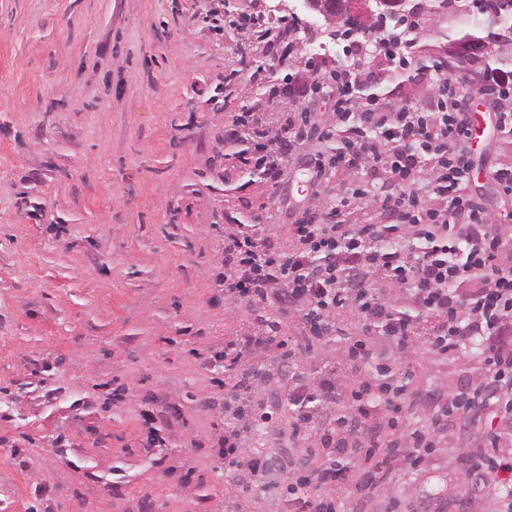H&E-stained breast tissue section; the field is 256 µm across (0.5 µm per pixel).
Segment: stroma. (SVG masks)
<instances>
[{"instance_id":"35a3bbf8","label":"stroma","mask_w":512,"mask_h":512,"mask_svg":"<svg viewBox=\"0 0 512 512\" xmlns=\"http://www.w3.org/2000/svg\"><path fill=\"white\" fill-rule=\"evenodd\" d=\"M282 35L270 53L257 27ZM335 38L299 0H0V512H293L289 484L308 443L270 431L265 457L288 452L278 489L235 495L218 457L224 436V365L215 356L261 320L276 324L290 360L259 358L296 378L331 381L334 401L315 420L333 425L350 392L396 348L348 360L362 322L336 315L334 341H308L296 314L225 299L224 230L288 227L350 179L288 164L279 185L245 174L226 135L239 115L282 131L289 108L273 80L298 88L308 66H348ZM384 104L427 102L424 71L382 81ZM486 125L472 146L470 190L512 212L496 169L512 163V136L480 95ZM410 388L425 419L431 396L459 391L481 362L458 354L412 357ZM164 439L146 445L144 415ZM481 438L459 418L432 449L420 480L405 465L370 473L353 461L324 486L341 512H413L426 488L458 476ZM497 484L470 479L465 500L441 495L429 512H496Z\"/></svg>"}]
</instances>
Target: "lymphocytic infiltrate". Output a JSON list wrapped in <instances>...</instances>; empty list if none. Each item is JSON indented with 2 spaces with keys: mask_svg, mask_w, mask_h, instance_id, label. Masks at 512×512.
Instances as JSON below:
<instances>
[{
  "mask_svg": "<svg viewBox=\"0 0 512 512\" xmlns=\"http://www.w3.org/2000/svg\"><path fill=\"white\" fill-rule=\"evenodd\" d=\"M368 54L377 67L330 72L338 96L329 116L302 108L289 113L284 133L261 131L260 161L270 182H277L313 136L328 139L344 130L343 146L327 163L347 168L353 179L346 194L379 203L389 223L345 224L335 207L325 206L294 225L286 248L255 231L228 233L224 296L252 305L276 302L313 331L335 327L337 310L352 308L367 330L351 341V357L370 359L374 336H382L399 349L392 367L401 378L411 374L408 356L415 347L445 358L472 337H483L482 378L452 395H438L429 419L412 427L404 461L413 468L425 461L449 415L487 411L499 425L465 470H486L497 479L512 473V459L497 453L512 437V221L495 216L468 192L471 112L462 79L435 74L422 110L361 102L352 96L354 85L398 69L406 56L385 39L375 41ZM383 280L403 288L421 322L403 319L380 295ZM375 393L363 385L353 412L334 427L315 426L310 416L298 427L322 448L333 447L342 433L356 447H382L371 424Z\"/></svg>",
  "mask_w": 512,
  "mask_h": 512,
  "instance_id": "1",
  "label": "lymphocytic infiltrate"
}]
</instances>
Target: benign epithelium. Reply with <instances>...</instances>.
Instances as JSON below:
<instances>
[{"label":"benign epithelium","mask_w":512,"mask_h":512,"mask_svg":"<svg viewBox=\"0 0 512 512\" xmlns=\"http://www.w3.org/2000/svg\"><path fill=\"white\" fill-rule=\"evenodd\" d=\"M399 6V0H302L303 9L320 16L328 28L340 32L349 28L354 34L380 14L400 13ZM491 53L492 46L486 42L464 39L448 43V55L458 59L486 58Z\"/></svg>","instance_id":"benign-epithelium-1"}]
</instances>
